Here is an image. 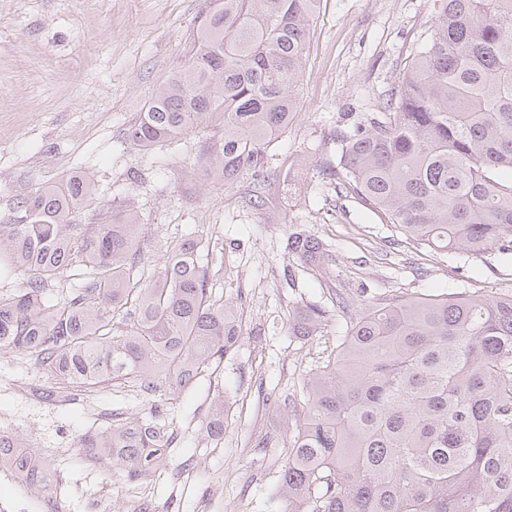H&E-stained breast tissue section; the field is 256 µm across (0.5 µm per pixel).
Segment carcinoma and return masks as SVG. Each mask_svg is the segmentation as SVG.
I'll use <instances>...</instances> for the list:
<instances>
[{
  "label": "carcinoma",
  "instance_id": "carcinoma-1",
  "mask_svg": "<svg viewBox=\"0 0 512 512\" xmlns=\"http://www.w3.org/2000/svg\"><path fill=\"white\" fill-rule=\"evenodd\" d=\"M435 37L390 104L337 134L336 189L436 252L512 251V0H445ZM318 0H205L190 55L153 93L127 140L138 151L202 123L221 133L211 172L261 173L288 131ZM96 192L72 175L20 201L0 224V268L29 275L0 294V350L36 357L57 383L91 391L132 380L184 389L237 349L234 304L212 295L205 244L188 234L150 273L138 215L74 214ZM288 250L321 269L329 250L301 232ZM67 275L65 299L47 291ZM325 311L290 323L313 336ZM334 357L310 370L288 441V512H512V293L389 299L348 316ZM224 435V403L207 423ZM173 437L129 417L80 447L128 481L156 470ZM20 444L0 434V469Z\"/></svg>",
  "mask_w": 512,
  "mask_h": 512
}]
</instances>
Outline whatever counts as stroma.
<instances>
[{"label":"stroma","instance_id":"35a3bbf8","mask_svg":"<svg viewBox=\"0 0 512 512\" xmlns=\"http://www.w3.org/2000/svg\"><path fill=\"white\" fill-rule=\"evenodd\" d=\"M443 0H321L299 76L296 117L267 151L263 174L232 182L209 175L219 134L200 127L141 152L126 139L155 86L185 62L201 0H0V224L43 185L90 176L95 198L75 215L95 223L112 208L138 214L153 266L188 233L210 235L216 295L242 314L237 352L186 391L149 394L119 381L83 395L42 392L53 378L34 357L0 351V430L49 462L66 512H288L278 495L307 372L336 347L348 312L396 295L512 293V254L434 252L360 200L337 196L323 171L337 132L382 111L433 38ZM304 230L335 255L330 276L302 267L287 238ZM326 312L320 335H292L306 307ZM225 400L221 439L207 437L211 403ZM176 439L159 471L129 484L79 445L89 430L149 416Z\"/></svg>","mask_w":512,"mask_h":512}]
</instances>
